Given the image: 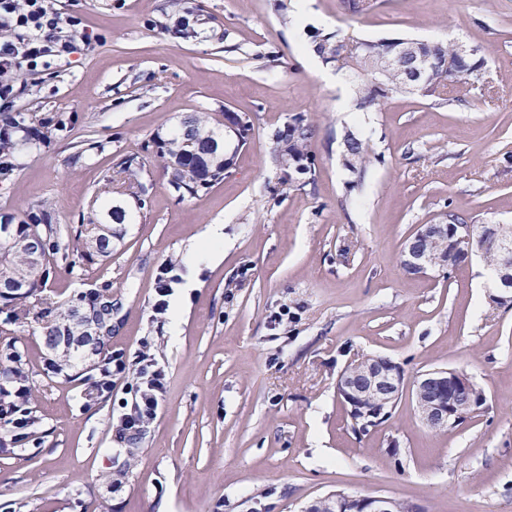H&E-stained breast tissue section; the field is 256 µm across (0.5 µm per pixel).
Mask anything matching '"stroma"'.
<instances>
[{"mask_svg": "<svg viewBox=\"0 0 512 512\" xmlns=\"http://www.w3.org/2000/svg\"><path fill=\"white\" fill-rule=\"evenodd\" d=\"M279 0H52L81 16L68 64L16 82L14 109L72 117L48 145L25 152L0 186V215L50 204L78 223L93 193L112 184L129 213L110 260L59 263L44 294L60 305L81 288L112 285V342L147 347L166 373L156 417L134 441L118 434L128 380L87 402L82 386L47 371L30 328L11 341L33 376L29 408L38 447L0 453V501L26 512H300L343 491L385 495L421 512H512V305L491 303L474 257L428 276L400 253L424 224L449 216L512 224V0H383L357 16L341 0H313L323 32L366 40L416 38L477 48L478 81L445 99L404 95L379 112H343L332 65ZM194 32L169 24L184 10ZM277 62H269V55ZM250 117L248 144L223 180L196 196L169 183L154 140L207 112ZM304 116L316 129L308 178L289 182L274 134ZM373 163L349 188L346 134ZM97 150L82 153L84 141ZM137 155V178L118 175ZM224 227V254L199 266L181 313H158L161 264L185 261L208 225ZM289 319L274 322L281 310ZM386 355L407 384L390 417L355 433L336 391L357 355ZM461 369L483 388L481 416L446 432L425 427L414 381ZM134 458H127L128 447Z\"/></svg>", "mask_w": 512, "mask_h": 512, "instance_id": "35a3bbf8", "label": "stroma"}]
</instances>
